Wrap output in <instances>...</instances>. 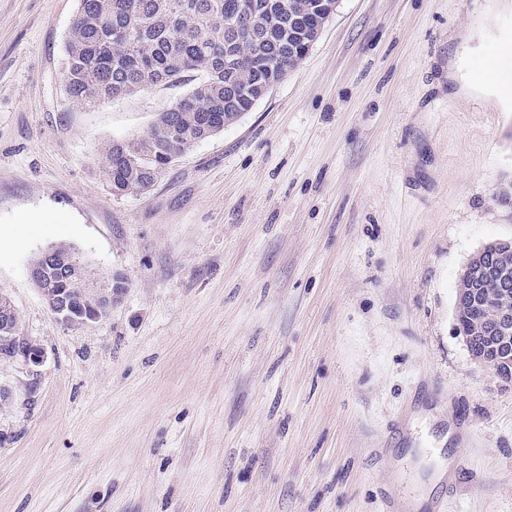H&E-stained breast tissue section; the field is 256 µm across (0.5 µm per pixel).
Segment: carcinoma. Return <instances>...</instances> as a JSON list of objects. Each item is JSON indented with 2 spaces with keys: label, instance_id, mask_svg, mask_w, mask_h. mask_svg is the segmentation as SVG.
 Listing matches in <instances>:
<instances>
[{
  "label": "carcinoma",
  "instance_id": "carcinoma-1",
  "mask_svg": "<svg viewBox=\"0 0 512 512\" xmlns=\"http://www.w3.org/2000/svg\"><path fill=\"white\" fill-rule=\"evenodd\" d=\"M320 0H78L65 45L71 100L125 97L195 73L192 89L141 137L104 148L101 177L115 194L143 192L195 144L224 131L284 77L324 22ZM477 306L456 309L470 350L491 352Z\"/></svg>",
  "mask_w": 512,
  "mask_h": 512
}]
</instances>
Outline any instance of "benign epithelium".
<instances>
[{"label":"benign epithelium","instance_id":"obj_1","mask_svg":"<svg viewBox=\"0 0 512 512\" xmlns=\"http://www.w3.org/2000/svg\"><path fill=\"white\" fill-rule=\"evenodd\" d=\"M512 250V242H491L478 250L467 262L462 277L470 287L460 291L458 305L470 303L481 306L486 319L483 332L496 339L494 354L472 355L479 365L491 370L498 378H503V368L512 366V295L508 284L496 281L499 292L479 293L481 281L493 275L492 268L483 262L486 256L500 255ZM83 265L70 250L48 247L41 251L40 262L30 266V275L55 321L66 326H84L97 322L95 312L110 310L117 301L122 289L118 282L99 284L92 278V288H48L45 283L54 278L74 277L82 274ZM22 359L32 367L44 362V349L37 343L19 335V315L12 301L0 298V361L9 362Z\"/></svg>","mask_w":512,"mask_h":512}]
</instances>
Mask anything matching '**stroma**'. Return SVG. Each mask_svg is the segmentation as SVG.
Returning <instances> with one entry per match:
<instances>
[{
	"label": "stroma",
	"mask_w": 512,
	"mask_h": 512,
	"mask_svg": "<svg viewBox=\"0 0 512 512\" xmlns=\"http://www.w3.org/2000/svg\"><path fill=\"white\" fill-rule=\"evenodd\" d=\"M77 0H0V512H512V384L456 330L512 240V0H339L304 60L150 189L100 176L194 85L77 106ZM75 243L110 315L55 321L33 256ZM19 315L7 296L0 298V361L21 358L27 365L38 367L44 362V349L19 335Z\"/></svg>",
	"instance_id": "1"
}]
</instances>
